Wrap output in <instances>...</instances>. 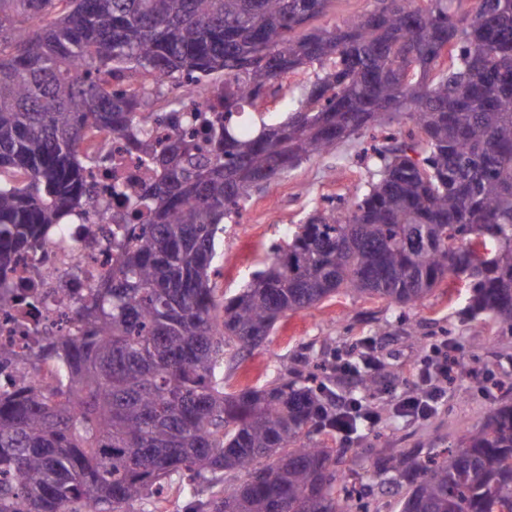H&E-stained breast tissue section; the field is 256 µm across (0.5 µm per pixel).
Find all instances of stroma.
Here are the masks:
<instances>
[{
	"instance_id": "1",
	"label": "stroma",
	"mask_w": 512,
	"mask_h": 512,
	"mask_svg": "<svg viewBox=\"0 0 512 512\" xmlns=\"http://www.w3.org/2000/svg\"><path fill=\"white\" fill-rule=\"evenodd\" d=\"M369 145V140L354 138L333 153L303 162L246 202L220 237L211 276L217 298L242 288L263 268L273 246L304 223L314 207L366 185L371 174L359 155ZM468 297L460 282L449 279L423 305L404 311L377 298L343 292L288 314L261 346L225 361L219 375L225 391L231 392L287 376L310 359L329 368L353 362L363 341H370L378 367L364 396L382 418L364 435L328 437L329 446L346 449L342 469L348 482L357 485L372 477L375 449L457 445L462 431L481 421L489 404L487 387L512 383V333L467 319L463 311ZM434 346L445 347L459 361L447 401L425 421L395 416V403L413 389L421 360ZM211 495L209 483L191 485L176 477L163 497L145 503L144 512H189Z\"/></svg>"
}]
</instances>
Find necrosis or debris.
Returning a JSON list of instances; mask_svg holds the SVG:
<instances>
[{
	"label": "necrosis or debris",
	"mask_w": 512,
	"mask_h": 512,
	"mask_svg": "<svg viewBox=\"0 0 512 512\" xmlns=\"http://www.w3.org/2000/svg\"><path fill=\"white\" fill-rule=\"evenodd\" d=\"M91 144L107 161L89 179L88 223L66 225L64 240L46 239L9 273L17 289L34 291L44 302L39 312L22 303L0 311V344H10L18 354H26L38 337L57 335L65 327L66 309L59 303L65 292L84 295L111 279L117 259L113 216L124 211L152 177L142 157L128 151L120 138L97 132ZM116 187L123 188V198L112 199L110 210L101 209L100 200L112 198Z\"/></svg>",
	"instance_id": "4bbe7bcc"
}]
</instances>
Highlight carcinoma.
I'll use <instances>...</instances> for the list:
<instances>
[{"mask_svg":"<svg viewBox=\"0 0 512 512\" xmlns=\"http://www.w3.org/2000/svg\"><path fill=\"white\" fill-rule=\"evenodd\" d=\"M333 0H0V308L7 273L62 224L87 218L80 145L109 129L153 180L120 220L112 279L74 328L19 361L0 393V512H133L175 475L228 481L193 512H370L340 468L330 382L224 391L216 369L281 317L341 290L415 307L447 278L473 318L512 332V0H376L307 28ZM312 71L279 122L263 103ZM224 73L200 154L179 130L201 113L170 101L157 146L146 98ZM140 80L133 93L108 79ZM393 132L363 154L365 189L314 210L267 265L218 304L224 220L302 162L349 138ZM56 375L48 390L42 368ZM400 512H512V404L460 445L385 448L367 495Z\"/></svg>","mask_w":512,"mask_h":512,"instance_id":"carcinoma-1","label":"carcinoma"}]
</instances>
